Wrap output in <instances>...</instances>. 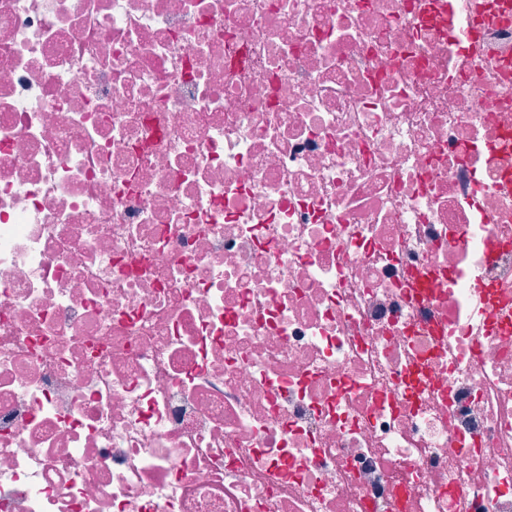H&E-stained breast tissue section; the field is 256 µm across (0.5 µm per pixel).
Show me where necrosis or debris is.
I'll list each match as a JSON object with an SVG mask.
<instances>
[{
	"label": "necrosis or debris",
	"instance_id": "obj_1",
	"mask_svg": "<svg viewBox=\"0 0 512 512\" xmlns=\"http://www.w3.org/2000/svg\"><path fill=\"white\" fill-rule=\"evenodd\" d=\"M0 512H512V0H0Z\"/></svg>",
	"mask_w": 512,
	"mask_h": 512
}]
</instances>
